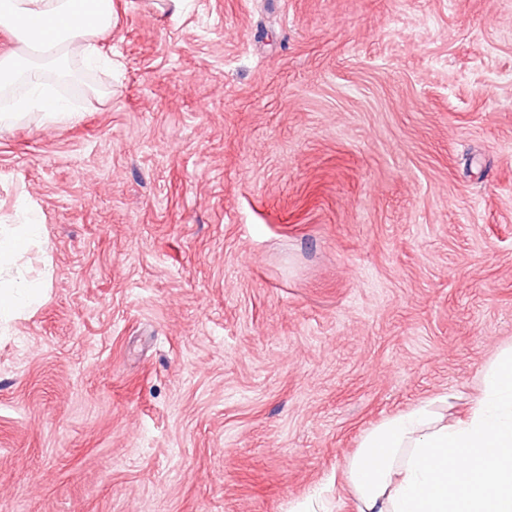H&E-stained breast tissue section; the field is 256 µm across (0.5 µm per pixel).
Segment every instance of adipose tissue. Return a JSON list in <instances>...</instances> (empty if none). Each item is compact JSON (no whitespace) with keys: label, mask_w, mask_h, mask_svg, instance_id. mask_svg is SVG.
<instances>
[{"label":"adipose tissue","mask_w":512,"mask_h":512,"mask_svg":"<svg viewBox=\"0 0 512 512\" xmlns=\"http://www.w3.org/2000/svg\"><path fill=\"white\" fill-rule=\"evenodd\" d=\"M0 0V31L12 40L0 52V83L24 80L26 96L0 113V131L34 111L50 122L73 112L40 98L44 74L79 61L100 60L99 39L112 30L113 0ZM37 219L0 227V322L34 310L42 280L22 262L42 240ZM343 482L358 512H512V350L486 367L469 414L449 419L438 399L425 400L364 434L347 461Z\"/></svg>","instance_id":"adipose-tissue-1"}]
</instances>
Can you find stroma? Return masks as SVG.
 I'll return each mask as SVG.
<instances>
[{"instance_id":"1","label":"stroma","mask_w":512,"mask_h":512,"mask_svg":"<svg viewBox=\"0 0 512 512\" xmlns=\"http://www.w3.org/2000/svg\"><path fill=\"white\" fill-rule=\"evenodd\" d=\"M0 132L47 298L0 327V512H290L512 346V0H114Z\"/></svg>"}]
</instances>
